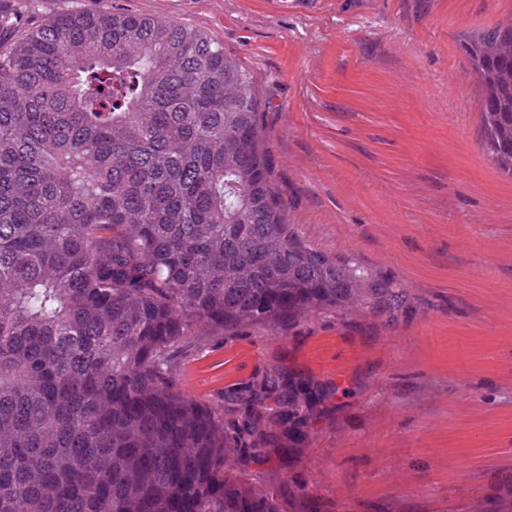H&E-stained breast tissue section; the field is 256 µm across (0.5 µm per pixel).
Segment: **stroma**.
<instances>
[{"mask_svg": "<svg viewBox=\"0 0 512 512\" xmlns=\"http://www.w3.org/2000/svg\"><path fill=\"white\" fill-rule=\"evenodd\" d=\"M11 43L74 10L172 20L253 77L285 220L399 307L364 297L273 330L200 337L180 391L266 371L349 389L278 475L323 512H451L512 480V175L488 153L463 50L512 0H0Z\"/></svg>", "mask_w": 512, "mask_h": 512, "instance_id": "35a3bbf8", "label": "stroma"}]
</instances>
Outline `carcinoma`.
<instances>
[{
    "instance_id": "obj_1",
    "label": "carcinoma",
    "mask_w": 512,
    "mask_h": 512,
    "mask_svg": "<svg viewBox=\"0 0 512 512\" xmlns=\"http://www.w3.org/2000/svg\"><path fill=\"white\" fill-rule=\"evenodd\" d=\"M464 48L512 173V27ZM261 114L250 72L171 20L74 11L0 44V512H281L238 462L303 447L348 390L272 371L210 406L176 355L402 295L285 223Z\"/></svg>"
}]
</instances>
